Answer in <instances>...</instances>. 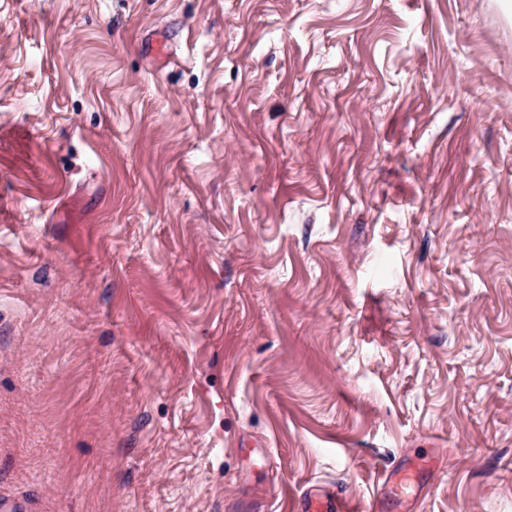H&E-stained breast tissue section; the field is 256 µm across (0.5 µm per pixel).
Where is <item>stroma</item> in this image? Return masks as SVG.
<instances>
[{"label": "stroma", "mask_w": 512, "mask_h": 512, "mask_svg": "<svg viewBox=\"0 0 512 512\" xmlns=\"http://www.w3.org/2000/svg\"><path fill=\"white\" fill-rule=\"evenodd\" d=\"M324 490L512 512V15L0 0V498Z\"/></svg>", "instance_id": "obj_1"}]
</instances>
